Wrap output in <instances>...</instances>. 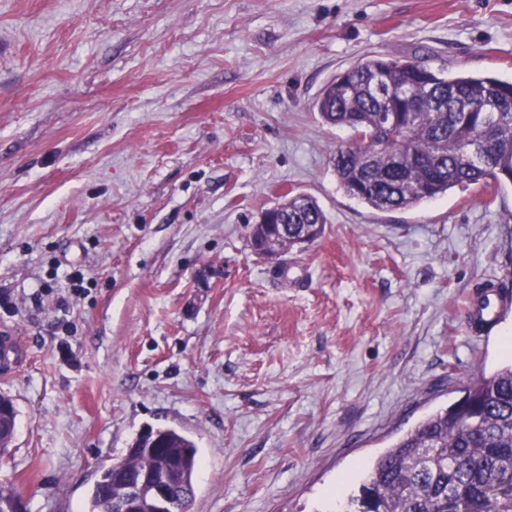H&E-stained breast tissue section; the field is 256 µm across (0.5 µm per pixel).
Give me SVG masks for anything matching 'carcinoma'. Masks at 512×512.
<instances>
[{
    "mask_svg": "<svg viewBox=\"0 0 512 512\" xmlns=\"http://www.w3.org/2000/svg\"><path fill=\"white\" fill-rule=\"evenodd\" d=\"M315 107L323 123L350 129L333 167L344 193L375 210H396L470 185L512 184V83L488 75L444 74L412 60L368 57L322 88ZM398 122L383 126L379 114ZM495 133L480 142L485 165L464 152L485 114ZM288 222L275 250L289 251L322 237L326 217L306 195H288L265 223ZM465 399L429 415L370 467L344 512H512V361L466 390ZM0 452L15 432L13 401L0 395ZM155 452H150V448ZM177 457L170 486L174 512H188L195 495L197 448L174 429L158 439L137 437L104 467L90 512H117L116 484L158 471L161 457Z\"/></svg>",
    "mask_w": 512,
    "mask_h": 512,
    "instance_id": "cac0c4a2",
    "label": "carcinoma"
}]
</instances>
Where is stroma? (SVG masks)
<instances>
[{
	"label": "stroma",
	"mask_w": 512,
	"mask_h": 512,
	"mask_svg": "<svg viewBox=\"0 0 512 512\" xmlns=\"http://www.w3.org/2000/svg\"><path fill=\"white\" fill-rule=\"evenodd\" d=\"M367 56L512 81V0H0V512H89L148 428L195 442L190 512H336L505 364L512 306H466L512 291V188L378 211L336 180L314 102ZM288 191L322 237L255 254ZM487 294L480 305L482 297ZM509 305L506 295L500 294L493 284H488L469 305V319L479 329L492 326L502 308ZM0 401H4L8 404L7 409H4L3 407H1V416H0L1 437H4L1 442V447H0L1 448L0 456L2 457L3 452L8 449V448H6L7 447L6 445L9 442L11 435L15 432L17 412H16V408L13 404V401L10 398L0 395Z\"/></svg>",
	"instance_id": "stroma-1"
}]
</instances>
